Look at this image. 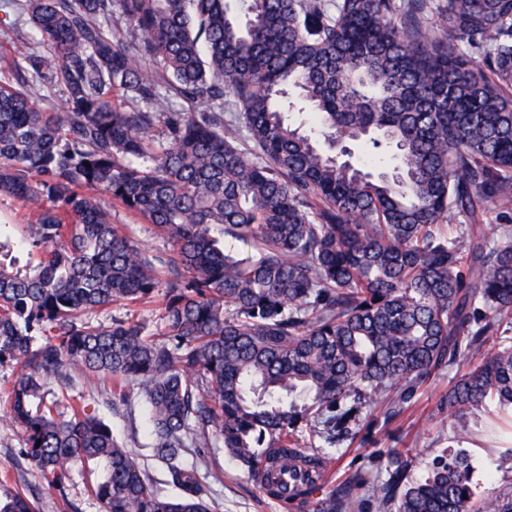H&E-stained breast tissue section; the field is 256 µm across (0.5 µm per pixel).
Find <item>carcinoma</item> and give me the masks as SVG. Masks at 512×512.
Returning <instances> with one entry per match:
<instances>
[{
  "mask_svg": "<svg viewBox=\"0 0 512 512\" xmlns=\"http://www.w3.org/2000/svg\"><path fill=\"white\" fill-rule=\"evenodd\" d=\"M116 6L136 43L112 30ZM15 15L50 56L0 81V195L34 212L24 265L0 224V364L19 370L10 418L48 485L64 492L82 462L103 470L101 512H209L198 466L221 444L309 512H360L365 487L396 512H512V494L476 498L460 451L416 479L389 448L384 482L336 486L332 459L296 443L303 425L355 439L379 395L394 415L467 354L483 356L440 403L459 431L512 406V229L483 225L488 200L512 202V0H0V31ZM31 72L61 108L36 106ZM322 139L361 143L367 163ZM114 204L171 254L130 240ZM459 214L462 240L446 231ZM155 301L162 340L85 318ZM74 371L114 398L138 387L177 498L83 398L67 417L45 401Z\"/></svg>",
  "mask_w": 512,
  "mask_h": 512,
  "instance_id": "1",
  "label": "carcinoma"
}]
</instances>
